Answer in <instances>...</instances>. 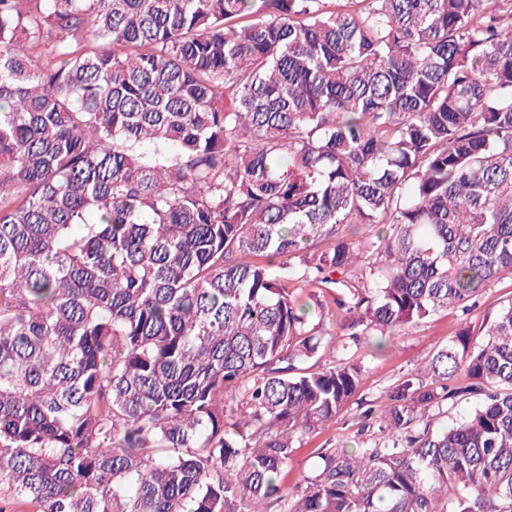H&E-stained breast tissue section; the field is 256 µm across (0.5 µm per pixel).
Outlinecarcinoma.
<instances>
[{
    "instance_id": "obj_1",
    "label": "carcinoma",
    "mask_w": 512,
    "mask_h": 512,
    "mask_svg": "<svg viewBox=\"0 0 512 512\" xmlns=\"http://www.w3.org/2000/svg\"><path fill=\"white\" fill-rule=\"evenodd\" d=\"M507 278L512 0H0V502L512 512V299L280 479L368 337Z\"/></svg>"
}]
</instances>
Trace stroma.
Returning a JSON list of instances; mask_svg holds the SVG:
<instances>
[{
    "label": "stroma",
    "instance_id": "obj_1",
    "mask_svg": "<svg viewBox=\"0 0 512 512\" xmlns=\"http://www.w3.org/2000/svg\"><path fill=\"white\" fill-rule=\"evenodd\" d=\"M510 299L512 282L505 280L488 288L468 317H461L451 309L442 310L407 329L403 335L394 337L384 352H375L369 344L362 345L358 354L367 368V374L361 387L346 409L332 422L300 438L284 474L287 486L295 487L304 476L314 472L319 449L338 448L351 443L356 437L360 414L369 408L376 411L384 408L388 403L387 391L420 361L446 345L458 331L460 322H467L472 331H479L484 319Z\"/></svg>",
    "mask_w": 512,
    "mask_h": 512
}]
</instances>
